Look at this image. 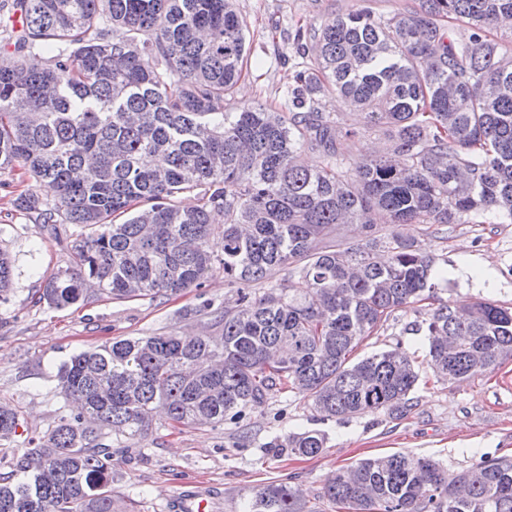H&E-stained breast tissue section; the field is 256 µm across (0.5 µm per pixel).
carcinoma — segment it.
<instances>
[{
	"label": "carcinoma",
	"mask_w": 512,
	"mask_h": 512,
	"mask_svg": "<svg viewBox=\"0 0 512 512\" xmlns=\"http://www.w3.org/2000/svg\"><path fill=\"white\" fill-rule=\"evenodd\" d=\"M0 21V176L21 170L54 187L19 195L17 211L70 224L69 264L45 275L38 302L64 309L200 287L216 270L235 286L219 336L114 339L58 369L76 412L31 438L0 472V512H121L110 436L131 445L158 409L175 425H219L280 385L323 420L398 415L419 379L401 347L353 358L398 310L425 300L428 362L461 381L512 353V309L478 301L461 313L436 296L434 260L389 225L462 224L492 207L512 220V55L491 31L512 0H419L390 17L358 11L299 26L313 42L289 88L291 111L226 107L247 69L234 0H9ZM469 34L453 37L443 21ZM336 96L385 130L393 161L346 167ZM318 155L310 168L301 153ZM197 196L191 207L186 194ZM224 224L216 232L212 216ZM347 224L366 235L350 242ZM277 270L294 280L256 287ZM14 265L0 249V300ZM21 411L0 404V442ZM317 430L269 448L314 457ZM343 512H512V462L484 456L459 472L427 457L365 458L323 488ZM238 512H312L272 483Z\"/></svg>",
	"instance_id": "obj_1"
}]
</instances>
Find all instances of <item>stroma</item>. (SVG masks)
I'll return each instance as SVG.
<instances>
[{
	"label": "stroma",
	"instance_id": "35a3bbf8",
	"mask_svg": "<svg viewBox=\"0 0 512 512\" xmlns=\"http://www.w3.org/2000/svg\"><path fill=\"white\" fill-rule=\"evenodd\" d=\"M418 0H234L244 23L248 77L237 104H261L282 112L302 55L285 38L296 25L320 23L367 10L391 16ZM49 198L43 183L21 174L0 176V247L16 259L12 292L0 301V401L18 405L24 420L14 441L0 444V460L21 454L28 438L52 428L63 411L59 366L73 353L115 338L153 334H218L215 317L235 297L215 273L201 287L176 296L112 300L51 309L36 298L47 271L66 266L65 233L19 213V194ZM403 234L434 257L443 275L439 298L489 300L512 307V223L488 212L464 224H411ZM428 302L397 311L357 356L402 347L416 358L419 382L398 416L366 414L345 421L319 420L307 398L270 391L261 409L218 426L177 428L158 419L136 447L112 443V490L136 512H176L187 494L208 499L210 512H237L242 496L269 483L302 489L314 512H337L322 496L328 478L360 459L395 452L432 458L449 471L469 468L480 456L512 458V357L495 370L460 383L439 381L426 363L428 340L415 324ZM318 430L327 437L321 454L295 456L270 447L277 435Z\"/></svg>",
	"mask_w": 512,
	"mask_h": 512
}]
</instances>
